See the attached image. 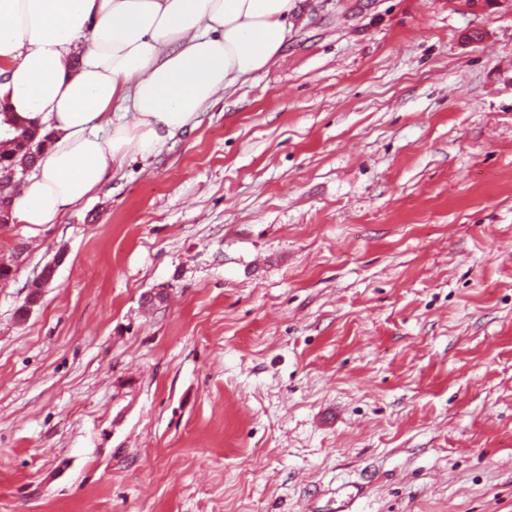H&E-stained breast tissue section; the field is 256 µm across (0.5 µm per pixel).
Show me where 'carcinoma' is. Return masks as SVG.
<instances>
[{"instance_id": "cac0c4a2", "label": "carcinoma", "mask_w": 512, "mask_h": 512, "mask_svg": "<svg viewBox=\"0 0 512 512\" xmlns=\"http://www.w3.org/2000/svg\"><path fill=\"white\" fill-rule=\"evenodd\" d=\"M0 200L14 201V190L37 162L49 135L0 105Z\"/></svg>"}]
</instances>
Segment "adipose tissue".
Wrapping results in <instances>:
<instances>
[{"mask_svg": "<svg viewBox=\"0 0 512 512\" xmlns=\"http://www.w3.org/2000/svg\"><path fill=\"white\" fill-rule=\"evenodd\" d=\"M297 0H0V102L50 133L13 217L53 224L275 63Z\"/></svg>", "mask_w": 512, "mask_h": 512, "instance_id": "1", "label": "adipose tissue"}]
</instances>
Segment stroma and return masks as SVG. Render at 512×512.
<instances>
[{
	"label": "stroma",
	"instance_id": "stroma-1",
	"mask_svg": "<svg viewBox=\"0 0 512 512\" xmlns=\"http://www.w3.org/2000/svg\"><path fill=\"white\" fill-rule=\"evenodd\" d=\"M0 261V512H512V0H301Z\"/></svg>",
	"mask_w": 512,
	"mask_h": 512
}]
</instances>
